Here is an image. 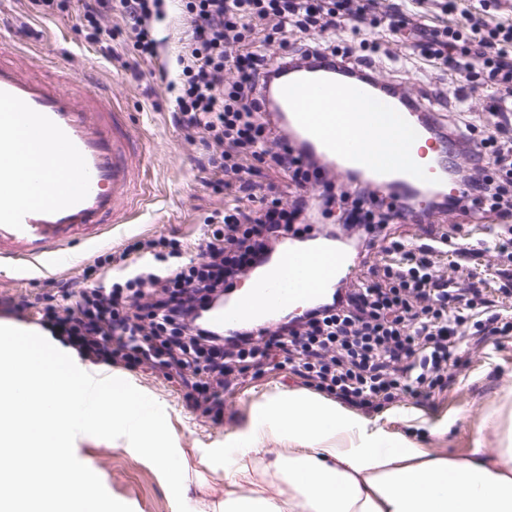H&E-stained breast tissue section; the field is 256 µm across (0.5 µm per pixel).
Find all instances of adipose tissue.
<instances>
[{"label": "adipose tissue", "instance_id": "adipose-tissue-1", "mask_svg": "<svg viewBox=\"0 0 512 512\" xmlns=\"http://www.w3.org/2000/svg\"><path fill=\"white\" fill-rule=\"evenodd\" d=\"M285 444L265 464V489L228 491L224 512H512V448L463 457L423 449L317 396L279 393L230 439L235 484L268 435Z\"/></svg>", "mask_w": 512, "mask_h": 512}]
</instances>
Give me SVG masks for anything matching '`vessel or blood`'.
I'll list each match as a JSON object with an SVG mask.
<instances>
[{
	"mask_svg": "<svg viewBox=\"0 0 512 512\" xmlns=\"http://www.w3.org/2000/svg\"><path fill=\"white\" fill-rule=\"evenodd\" d=\"M21 56L0 37V256L59 266L73 245L126 223L144 155L125 113L89 77H81L85 93L78 98L63 87L69 73L34 76L20 66ZM264 101L327 179L355 175L397 209L425 193L451 205L467 195L466 186L449 184L448 168L461 151L478 152L476 135L448 133L403 85L362 68L307 61L273 68ZM384 119L400 147L388 161L371 164L367 143ZM418 141L432 152L429 166L410 154ZM353 271L343 247L291 244L255 274L254 296L212 303L202 315L227 331L265 326L295 305L331 295Z\"/></svg>",
	"mask_w": 512,
	"mask_h": 512,
	"instance_id": "obj_1",
	"label": "vessel or blood"
}]
</instances>
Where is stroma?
Returning a JSON list of instances; mask_svg holds the SVG:
<instances>
[{"instance_id": "stroma-1", "label": "stroma", "mask_w": 512, "mask_h": 512, "mask_svg": "<svg viewBox=\"0 0 512 512\" xmlns=\"http://www.w3.org/2000/svg\"><path fill=\"white\" fill-rule=\"evenodd\" d=\"M75 9L74 0H67L64 11L45 17L32 9L29 0H0V35L13 39L34 67H48L50 58L56 57L73 75L92 73L113 104L127 113L142 141L145 163L135 173L141 191L131 204L127 223L107 228L92 245L75 247L68 264L51 270L50 275L59 280L74 278L94 257L145 235L178 238L186 253L194 254L206 230L205 217L230 207L233 199L209 187V173L201 171L196 162L197 147L185 140L172 120L170 96L160 90L148 93L153 63L136 61L142 77L132 80L101 56L98 45L78 27ZM511 232L504 224L462 225L460 235L470 253L461 257V264L492 270V254L476 252L475 246ZM0 292L42 304L65 298L61 289L44 287L36 275L6 263L0 264ZM120 376L163 407L184 469L183 496L190 512H224L225 442L267 396L303 390L300 378L287 369L248 373L227 400L234 421L217 426L195 419L181 402L177 384L142 372L124 370ZM490 416L496 418L498 427L488 431L483 424ZM369 419L385 432L436 456H463L478 445L489 450L501 447L512 435V338L498 346L475 349L465 378L444 392L435 406L422 407L407 400L391 410L370 414ZM74 451L79 460L97 461V474L107 492L133 512H176L159 470L126 440L81 435Z\"/></svg>"}]
</instances>
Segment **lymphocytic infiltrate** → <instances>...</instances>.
Here are the masks:
<instances>
[{
    "instance_id": "1",
    "label": "lymphocytic infiltrate",
    "mask_w": 512,
    "mask_h": 512,
    "mask_svg": "<svg viewBox=\"0 0 512 512\" xmlns=\"http://www.w3.org/2000/svg\"><path fill=\"white\" fill-rule=\"evenodd\" d=\"M79 26L117 59L129 34L138 57L155 62L154 83L173 95V118L199 143L200 169L235 206L206 216L193 256L179 240L141 237L98 256L68 301L38 306L0 294V317L38 326L94 365L145 370L180 385L204 423L221 424L227 397L252 370L290 368L305 387L364 413L403 397L429 406L453 386L480 340L512 336V266L495 269L489 288L473 271L446 274L440 261L461 254L455 231L423 242L390 233L404 216L356 177L334 182L275 132L262 104L272 66L341 61L388 75L427 61L437 98L460 86V107L489 103L500 120L480 138L482 154L450 171L469 191L467 205L496 223L512 221V0H78ZM177 7L178 48L162 55L157 21ZM120 13L126 28L112 24ZM372 32L359 46L342 36ZM289 189L257 182L262 168ZM494 176H487L486 168ZM259 200L244 211L241 200ZM342 203L343 223L358 226L351 248L370 276L338 289L276 328L244 324L234 333L200 315L208 303L257 271L278 240L306 238L319 208ZM386 240L375 253L377 240ZM108 268L111 279L98 277Z\"/></svg>"
}]
</instances>
